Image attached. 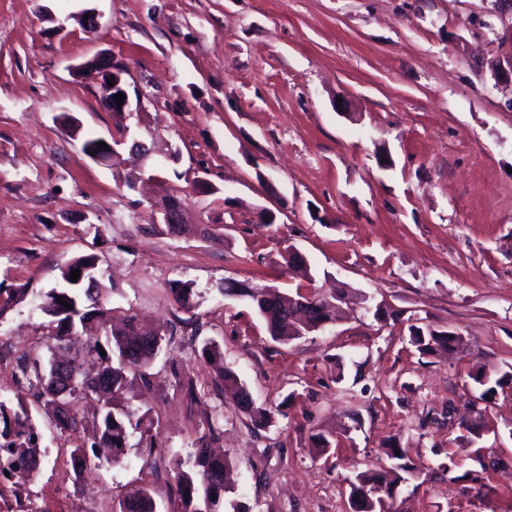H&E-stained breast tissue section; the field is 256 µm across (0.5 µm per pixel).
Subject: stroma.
<instances>
[{
    "label": "stroma",
    "mask_w": 512,
    "mask_h": 512,
    "mask_svg": "<svg viewBox=\"0 0 512 512\" xmlns=\"http://www.w3.org/2000/svg\"><path fill=\"white\" fill-rule=\"evenodd\" d=\"M509 12L512 0H0V400L28 407L43 455L28 482L0 480L8 503L115 512L145 486L172 512V462L191 463L215 423L243 512H349L350 480L389 466L392 446L409 468L395 512H512V383L487 398L475 380L512 372V74L492 72L512 52ZM101 54L125 63L145 110L102 106L78 71ZM65 114L88 136L123 124L153 144L158 182L128 188L134 165L89 159ZM168 195L185 205L177 234L159 222ZM291 245L308 277L287 267ZM88 253L106 308L168 330L147 400L135 385L123 398L148 409L152 470L132 447L74 477L80 432L19 380L18 356L51 355L43 295ZM228 278L352 299L281 345L248 299L222 295ZM176 280L196 292V334L174 327ZM413 324L463 343L419 354ZM208 341L270 411L265 428L222 391Z\"/></svg>",
    "instance_id": "35a3bbf8"
}]
</instances>
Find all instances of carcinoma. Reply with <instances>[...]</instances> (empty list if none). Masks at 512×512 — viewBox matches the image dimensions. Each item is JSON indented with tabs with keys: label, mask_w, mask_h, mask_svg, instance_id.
<instances>
[{
	"label": "carcinoma",
	"mask_w": 512,
	"mask_h": 512,
	"mask_svg": "<svg viewBox=\"0 0 512 512\" xmlns=\"http://www.w3.org/2000/svg\"><path fill=\"white\" fill-rule=\"evenodd\" d=\"M81 268L89 270L96 277L102 276L98 266V257L82 255L70 259L61 270L65 287L51 290L44 295L41 303L42 312L50 317L54 324L51 333L53 347L62 353L67 362V378L69 381L67 403L68 420L57 418V424L63 429L75 430L79 426L76 406L84 399L96 398L102 393L110 397L101 401L99 417L89 433L88 440L74 446L69 454L74 475H79L82 464L89 462L88 448L103 446L112 449V462H121L125 449L129 447L130 438L138 433L137 447L147 448L148 455L142 456L143 466L152 468L151 455L155 448L153 436L143 429V416L138 410L129 407H118L112 397L128 385V375L140 381V390L147 393L151 389L147 368L157 357L152 349L142 346L143 337L149 331L143 328L133 313L123 318L122 326L105 333V336H82L79 326L87 321H98L101 325L108 322L109 310L96 305L88 310L82 306L81 288L71 284V273ZM170 293L175 302L184 310L191 311L194 291L187 282L175 281L170 284ZM253 311L263 320L272 340L288 344L296 337L295 330L308 328L319 321L317 311L310 317L301 319L293 316L288 294L275 292L267 294L262 288H251L245 291ZM65 303H59V300ZM72 305L68 310L65 304ZM411 344L422 354H437L451 349V340L446 336H438L432 331H424L418 326L410 327ZM106 355H101V352ZM57 360L52 358L42 367L30 363L26 356L18 358V368L29 389L38 400H44L52 406L56 414H61V406L57 404L58 392L54 366ZM37 438L31 422V414L23 404L13 408L0 400V477L5 473L26 471L36 473L40 469L42 457L37 452ZM393 460L390 470L362 471L350 482L349 498L360 494H373L384 491V496L392 498V490L398 478L390 475L398 470L405 471L407 466L401 463L403 455L396 454V449L387 451ZM231 461L226 457H215L208 452V446L201 444L195 461L189 468L179 460L173 461L175 472L176 495L180 502L179 512H218V507L233 492L229 484ZM116 512H157V503L147 488H138L127 493L118 501Z\"/></svg>",
	"instance_id": "1"
}]
</instances>
